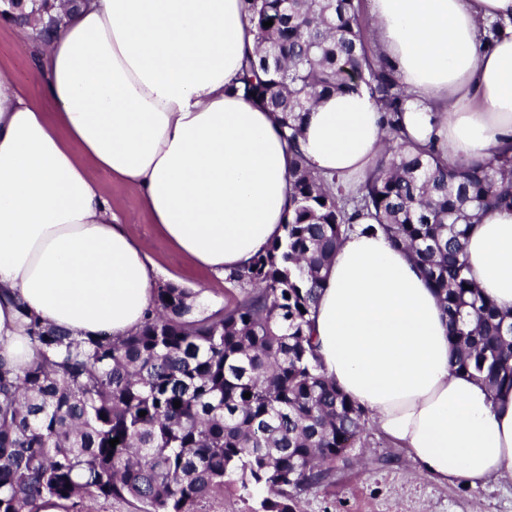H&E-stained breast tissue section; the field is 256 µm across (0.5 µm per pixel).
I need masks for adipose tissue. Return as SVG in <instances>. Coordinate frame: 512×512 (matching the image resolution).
<instances>
[{"label": "adipose tissue", "instance_id": "adipose-tissue-1", "mask_svg": "<svg viewBox=\"0 0 512 512\" xmlns=\"http://www.w3.org/2000/svg\"><path fill=\"white\" fill-rule=\"evenodd\" d=\"M35 57L30 93L0 72V365L34 358L28 311L73 338L136 331L158 266L87 164L142 198L166 240L217 275L282 233L291 154L277 113L234 93L257 36L245 0H81ZM372 43L409 99L410 140L489 160L512 149V0H371ZM384 132L366 90L324 96L300 147L327 176L367 175ZM512 312V211L481 215L465 251ZM323 375L425 475L512 478V390L454 371L448 316L408 251L352 232L311 316Z\"/></svg>", "mask_w": 512, "mask_h": 512}]
</instances>
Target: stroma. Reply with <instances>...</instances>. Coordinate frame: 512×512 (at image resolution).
<instances>
[{"label": "stroma", "mask_w": 512, "mask_h": 512, "mask_svg": "<svg viewBox=\"0 0 512 512\" xmlns=\"http://www.w3.org/2000/svg\"><path fill=\"white\" fill-rule=\"evenodd\" d=\"M33 47L26 28L0 25V71L31 90L38 84ZM87 172L163 272L177 275L185 288L206 285L213 307L224 306L223 278L171 245L150 222L134 190L96 166ZM369 433L367 445L355 449L353 459L337 463L331 483L299 494L300 512H512V480H492L478 488L440 483L419 473L406 451L377 428Z\"/></svg>", "instance_id": "35a3bbf8"}]
</instances>
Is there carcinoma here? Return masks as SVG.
<instances>
[{"mask_svg":"<svg viewBox=\"0 0 512 512\" xmlns=\"http://www.w3.org/2000/svg\"><path fill=\"white\" fill-rule=\"evenodd\" d=\"M247 2L258 61L233 91L282 113L293 185L283 235L224 276L217 310L160 282L126 336L77 340L29 319L35 360L20 374L0 367V512H37L47 497L76 512L112 498L195 512L224 490L262 493L253 512H297L299 492L364 444L368 411L320 373L310 331L322 271L357 229L413 253L448 313L456 371L512 388V313L480 294L463 260L480 212L512 211V155L452 162L398 142L408 95L371 49L360 0ZM360 87L387 145L352 190L314 171L298 136L319 97Z\"/></svg>","mask_w":512,"mask_h":512,"instance_id":"1","label":"carcinoma"}]
</instances>
